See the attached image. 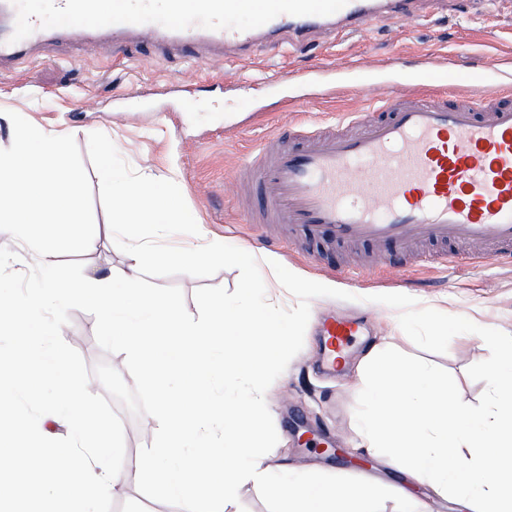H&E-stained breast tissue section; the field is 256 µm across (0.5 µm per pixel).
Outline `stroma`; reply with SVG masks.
Masks as SVG:
<instances>
[{"label": "stroma", "instance_id": "stroma-1", "mask_svg": "<svg viewBox=\"0 0 512 512\" xmlns=\"http://www.w3.org/2000/svg\"><path fill=\"white\" fill-rule=\"evenodd\" d=\"M314 41L306 48L284 42L275 48L263 45L248 55L205 65L174 51H154L144 59L121 51L104 35L80 45L62 42L49 46L42 60L0 73V111L19 112L48 130L72 135L82 151L91 132L105 133L137 172L176 178L208 241L273 256L297 275L351 293L348 301L312 300L304 346L266 392L279 436L267 454L269 462L284 465L289 473L323 472L376 482L405 493L417 512H458L455 498L436 493L398 465L361 448L354 415L359 368L370 353L393 348L448 371L463 401L474 405L486 384L470 379L467 370L487 359L490 350L478 335L461 334L446 353L423 351L400 328L397 311L371 297L403 293L419 306L512 334V269L412 268L390 277L374 269L375 254L368 248L360 257L364 268L359 276H344L345 255L315 258L305 248L268 243L256 225L245 223L235 200L236 171L252 140L273 137L290 124H325L380 104L394 84L396 68L420 77L427 63L446 66L458 60L480 78L512 72V0H483L461 16L424 11L397 26L373 18L363 32L339 28L316 34ZM75 54L80 62L70 63ZM355 69L365 71L369 81L358 94L304 82L308 76ZM133 81L144 82L147 95H128ZM93 214L100 241L80 256L85 273L124 267L125 254L114 242L101 200H94ZM238 279V270L228 268L206 279L177 275L156 283L178 286L193 313L199 287L232 290ZM335 315L357 319L364 334L350 345L340 371L328 374L319 362L321 327ZM69 316V329L86 339L79 352L87 366L105 361L124 369V354L105 353L97 344L93 315L73 310ZM117 413L124 426L125 460L111 488L113 512H178L148 499L136 485L139 450L152 443L140 427L157 429V421L122 407Z\"/></svg>", "mask_w": 512, "mask_h": 512}]
</instances>
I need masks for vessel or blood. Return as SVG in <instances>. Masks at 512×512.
Returning a JSON list of instances; mask_svg holds the SVG:
<instances>
[{
  "label": "vessel or blood",
  "mask_w": 512,
  "mask_h": 512,
  "mask_svg": "<svg viewBox=\"0 0 512 512\" xmlns=\"http://www.w3.org/2000/svg\"><path fill=\"white\" fill-rule=\"evenodd\" d=\"M476 0H0V71L38 56L49 44L80 43L105 29L123 46L175 50L201 63L251 53L288 38L303 45L319 31L361 29L374 16L391 24L422 10L467 14ZM48 15L79 23L49 30ZM462 92H393L370 112L328 126L292 125L297 143L260 141L239 166L251 178V224H286L322 246L371 244L378 267L392 271L391 252H412L419 266L512 267V83L477 84L458 65ZM362 333L336 315L322 329L321 363L340 368Z\"/></svg>",
  "instance_id": "b4317fda"
}]
</instances>
